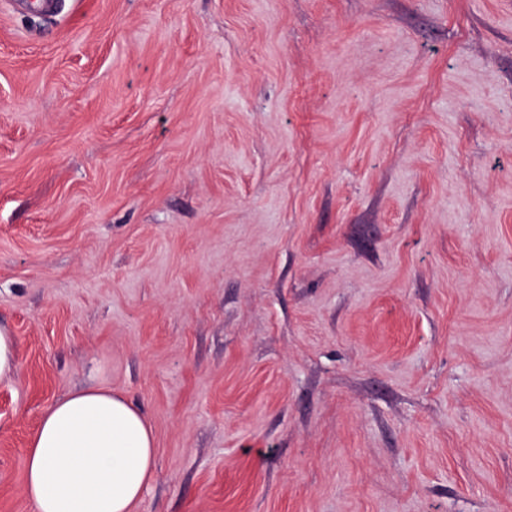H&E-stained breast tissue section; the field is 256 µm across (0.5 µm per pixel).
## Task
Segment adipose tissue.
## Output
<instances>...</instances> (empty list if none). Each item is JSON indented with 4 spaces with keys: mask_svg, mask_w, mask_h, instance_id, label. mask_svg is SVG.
Masks as SVG:
<instances>
[{
    "mask_svg": "<svg viewBox=\"0 0 512 512\" xmlns=\"http://www.w3.org/2000/svg\"><path fill=\"white\" fill-rule=\"evenodd\" d=\"M155 467L150 426L124 397L87 389L57 401L26 453L35 512H133Z\"/></svg>",
    "mask_w": 512,
    "mask_h": 512,
    "instance_id": "adipose-tissue-1",
    "label": "adipose tissue"
}]
</instances>
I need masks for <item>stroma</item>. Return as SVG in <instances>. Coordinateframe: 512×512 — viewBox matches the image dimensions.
<instances>
[{"label":"stroma","mask_w":512,"mask_h":512,"mask_svg":"<svg viewBox=\"0 0 512 512\" xmlns=\"http://www.w3.org/2000/svg\"><path fill=\"white\" fill-rule=\"evenodd\" d=\"M0 0V512L87 387L135 512H512V0ZM16 370V337L0 328V378L9 377Z\"/></svg>","instance_id":"1"}]
</instances>
